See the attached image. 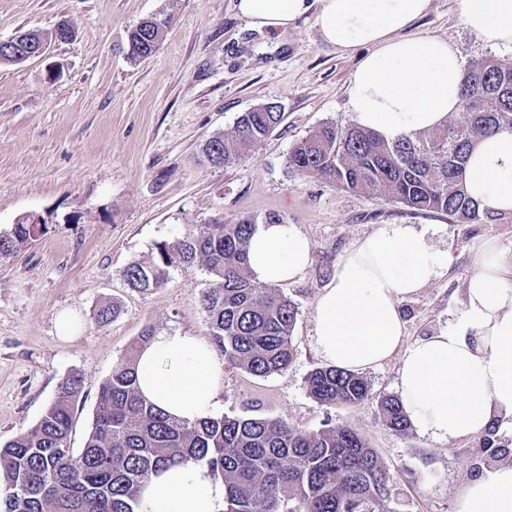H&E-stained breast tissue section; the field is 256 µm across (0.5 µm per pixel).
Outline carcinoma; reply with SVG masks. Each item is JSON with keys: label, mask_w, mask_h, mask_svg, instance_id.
Returning a JSON list of instances; mask_svg holds the SVG:
<instances>
[{"label": "carcinoma", "mask_w": 512, "mask_h": 512, "mask_svg": "<svg viewBox=\"0 0 512 512\" xmlns=\"http://www.w3.org/2000/svg\"><path fill=\"white\" fill-rule=\"evenodd\" d=\"M162 35L160 22L137 26L128 35V58H143ZM282 119L274 103L255 106L238 117L232 133L206 142L205 158L225 166L244 160ZM502 130H512V60L492 58L465 72L456 122L392 142L355 125L325 123L291 149L288 166L350 192L390 198L415 213L492 221L466 190L465 164L474 139ZM255 230L250 216L195 225L175 242L158 245L152 262L130 264L124 280L147 291L166 284L173 267L207 271L214 287L203 293L201 306L216 352L267 377L293 362L297 310L278 288L259 290L251 283L248 245ZM37 232L22 223L1 231L0 258L29 245ZM153 336V328L145 327L100 385L92 431L79 452L68 448L83 389L75 375L61 382L34 425L0 446L5 512H139L140 490L150 475L187 460L224 482L225 512H395L389 470L351 429L306 433L258 416L188 423L144 400L136 356ZM305 383L308 395L326 406L371 395L362 375L336 367L314 368ZM379 404L390 430L403 434L410 428L398 396L385 394ZM476 454L486 464H512V448L498 443L494 425L479 437Z\"/></svg>", "instance_id": "1"}]
</instances>
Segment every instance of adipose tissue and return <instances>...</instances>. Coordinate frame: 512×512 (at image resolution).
Segmentation results:
<instances>
[{
  "label": "adipose tissue",
  "mask_w": 512,
  "mask_h": 512,
  "mask_svg": "<svg viewBox=\"0 0 512 512\" xmlns=\"http://www.w3.org/2000/svg\"><path fill=\"white\" fill-rule=\"evenodd\" d=\"M461 23L493 47L512 48V0H458ZM430 0H237L258 31H287L313 16L323 39L343 53L365 48L349 83L353 122L387 140L442 126L462 110V62L447 39L410 28ZM466 187L481 210L512 213V132L477 140ZM310 244L289 224H263L252 236L249 266L260 281L295 279ZM450 259L413 224H382L339 258L332 284L315 305V347L350 371L399 356L397 393L410 425L437 441L475 436L493 422L512 427V250L482 243L455 324L404 345L401 301L443 276ZM142 395L166 413L214 417L224 364L200 337L157 334L137 358ZM456 512H512V465L474 473L460 486ZM141 512H223L224 484L192 461L151 475Z\"/></svg>",
  "instance_id": "ef3b65f1"
}]
</instances>
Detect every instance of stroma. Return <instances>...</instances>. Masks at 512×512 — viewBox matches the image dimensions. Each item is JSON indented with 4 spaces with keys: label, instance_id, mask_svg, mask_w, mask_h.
<instances>
[{
    "label": "stroma",
    "instance_id": "35a3bbf8",
    "mask_svg": "<svg viewBox=\"0 0 512 512\" xmlns=\"http://www.w3.org/2000/svg\"><path fill=\"white\" fill-rule=\"evenodd\" d=\"M236 0H0V41L48 32L62 19L74 34L46 55L0 64V231L29 214L46 231L0 259V443L36 423L69 375L83 382L70 448L92 430L98 389L145 326L206 336L199 299L212 278L175 267L163 287L128 288L124 271L151 261L156 247L193 225L264 222L275 213L311 244V262L280 290L297 308L295 358L266 378L224 367L219 415L281 419L313 432L361 434L387 465L397 512H455L456 493L478 469L476 441L398 434L379 397L396 391L398 357L366 370L369 400L327 407L305 379L322 365L314 347V308L340 256L382 224H437L447 273L401 304L405 343L463 312L464 293L486 240L512 249V214L460 224L444 213H409L385 197L353 193L288 166L291 147L325 123L351 124L349 80L362 53L326 43L313 19L285 32L250 29ZM169 25L155 53L126 56L127 35L142 20ZM417 34L448 39L464 66L512 58L459 20L458 0H431ZM267 102L282 123L242 162L215 167L205 143L232 132L238 116ZM117 305L108 323L98 311Z\"/></svg>",
    "mask_w": 512,
    "mask_h": 512
}]
</instances>
